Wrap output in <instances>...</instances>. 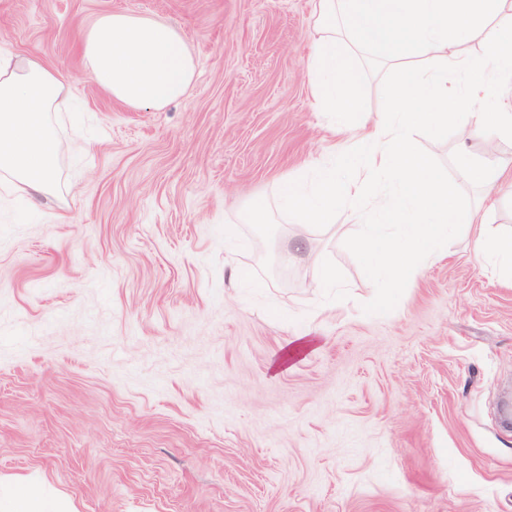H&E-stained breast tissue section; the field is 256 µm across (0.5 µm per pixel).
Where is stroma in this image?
<instances>
[{"label": "stroma", "mask_w": 512, "mask_h": 512, "mask_svg": "<svg viewBox=\"0 0 512 512\" xmlns=\"http://www.w3.org/2000/svg\"><path fill=\"white\" fill-rule=\"evenodd\" d=\"M113 12L180 31L182 99L132 108L84 73L77 35ZM309 15L0 0V50L39 54L70 89L56 194L0 189V474L79 512H512V285L474 228L368 315L375 287L343 245L356 225L292 224L277 204L351 148L312 95ZM416 141L474 206L462 166L512 162L468 119ZM254 202L269 223H242ZM321 265L337 287H316Z\"/></svg>", "instance_id": "stroma-1"}]
</instances>
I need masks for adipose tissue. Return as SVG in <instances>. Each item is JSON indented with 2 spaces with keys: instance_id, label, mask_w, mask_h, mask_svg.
<instances>
[{
  "instance_id": "1",
  "label": "adipose tissue",
  "mask_w": 512,
  "mask_h": 512,
  "mask_svg": "<svg viewBox=\"0 0 512 512\" xmlns=\"http://www.w3.org/2000/svg\"><path fill=\"white\" fill-rule=\"evenodd\" d=\"M84 72L112 98L158 110L180 99L196 71L171 25L129 13L99 16L78 36ZM69 85L35 53H0V170L29 198L54 194L60 145L52 114Z\"/></svg>"
}]
</instances>
